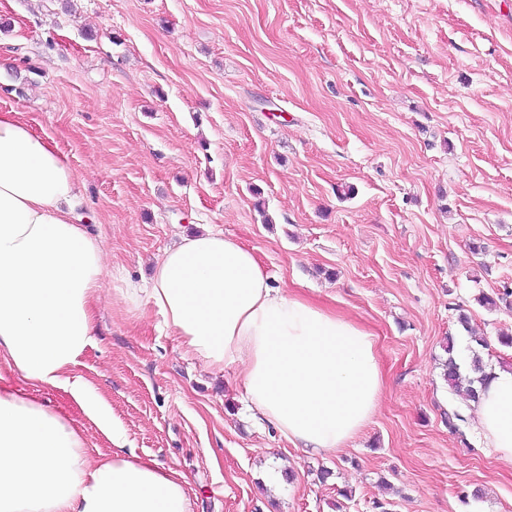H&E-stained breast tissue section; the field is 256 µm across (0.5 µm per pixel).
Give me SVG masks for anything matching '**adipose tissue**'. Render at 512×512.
<instances>
[{
	"label": "adipose tissue",
	"instance_id": "adipose-tissue-1",
	"mask_svg": "<svg viewBox=\"0 0 512 512\" xmlns=\"http://www.w3.org/2000/svg\"><path fill=\"white\" fill-rule=\"evenodd\" d=\"M73 173L56 144L0 112V512H193L181 480L127 452L105 400L68 373L91 347L107 274L103 241L75 223ZM146 300L207 366L236 368L247 408L316 453L345 447L377 410L372 335L271 284L254 253L209 228L166 249ZM66 386L110 444L89 458L82 424L23 395L14 377ZM476 428L512 464V368L494 366Z\"/></svg>",
	"mask_w": 512,
	"mask_h": 512
}]
</instances>
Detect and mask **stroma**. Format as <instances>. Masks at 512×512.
<instances>
[{"mask_svg":"<svg viewBox=\"0 0 512 512\" xmlns=\"http://www.w3.org/2000/svg\"><path fill=\"white\" fill-rule=\"evenodd\" d=\"M72 4L0 0V112L66 155L118 272L69 378L129 450L181 475L194 512H512V464L442 378L462 311L484 362L512 364V308L478 302L512 288V0ZM203 224L372 334L384 393L345 448L254 422L234 369L120 299Z\"/></svg>","mask_w":512,"mask_h":512,"instance_id":"stroma-1","label":"stroma"}]
</instances>
